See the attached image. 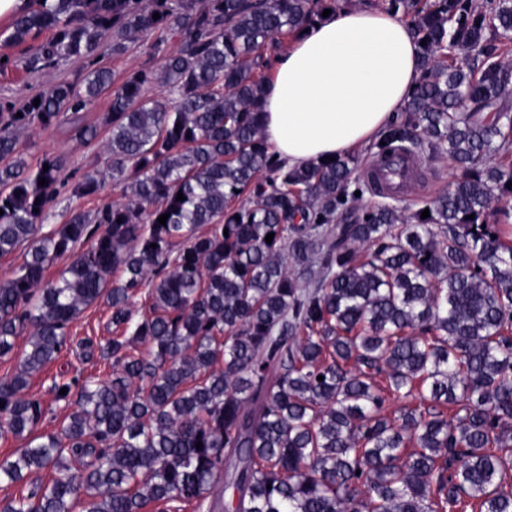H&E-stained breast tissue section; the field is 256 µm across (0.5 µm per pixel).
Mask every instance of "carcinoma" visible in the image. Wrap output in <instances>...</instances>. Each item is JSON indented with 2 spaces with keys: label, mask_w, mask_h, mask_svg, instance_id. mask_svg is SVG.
I'll list each match as a JSON object with an SVG mask.
<instances>
[{
  "label": "carcinoma",
  "mask_w": 512,
  "mask_h": 512,
  "mask_svg": "<svg viewBox=\"0 0 512 512\" xmlns=\"http://www.w3.org/2000/svg\"><path fill=\"white\" fill-rule=\"evenodd\" d=\"M337 6L34 0L13 19L10 46L50 32L25 72H88L0 104V257L29 245L0 280V359L30 329L0 377V438L26 439L0 459V483L52 473L0 512H512V242L489 223L512 218L498 207L512 197V0H384L426 44L418 85L371 154L418 151L461 170L411 214L357 157L289 168L263 137L279 37ZM109 31L114 54L152 38L161 69L120 79L100 65ZM103 96L124 201L44 233L63 192L105 181L66 175L55 156L28 163L17 133L68 123L88 144L98 128L84 114ZM357 191L381 201L357 208ZM101 298L121 329L106 345L112 378L60 376L54 401L76 408L39 433L31 379Z\"/></svg>",
  "instance_id": "cac0c4a2"
}]
</instances>
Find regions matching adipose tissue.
Returning <instances> with one entry per match:
<instances>
[{
    "mask_svg": "<svg viewBox=\"0 0 512 512\" xmlns=\"http://www.w3.org/2000/svg\"><path fill=\"white\" fill-rule=\"evenodd\" d=\"M417 37L386 11L345 6L298 32L260 99L264 138L288 166L375 142L420 74Z\"/></svg>",
    "mask_w": 512,
    "mask_h": 512,
    "instance_id": "adipose-tissue-1",
    "label": "adipose tissue"
}]
</instances>
